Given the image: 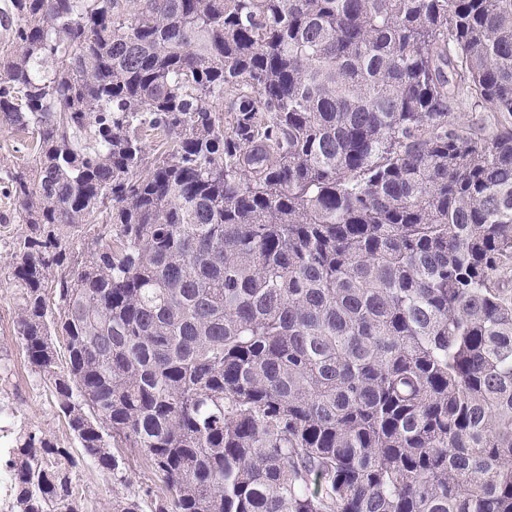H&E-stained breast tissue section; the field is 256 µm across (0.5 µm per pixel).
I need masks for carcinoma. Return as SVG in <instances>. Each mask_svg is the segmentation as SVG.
<instances>
[{"mask_svg":"<svg viewBox=\"0 0 512 512\" xmlns=\"http://www.w3.org/2000/svg\"><path fill=\"white\" fill-rule=\"evenodd\" d=\"M0 28L16 336L113 512H512V0H4ZM76 465L21 434L6 512H83ZM19 143L22 142H20L18 133L11 129L0 128V157L1 159L5 158L4 162L11 163L10 160L22 162L26 150ZM120 456L128 471L134 487L138 489L144 500L150 501L156 496H164L166 489L158 474L150 464L131 448H112ZM148 493L149 496H145Z\"/></svg>","mask_w":512,"mask_h":512,"instance_id":"carcinoma-1","label":"carcinoma"}]
</instances>
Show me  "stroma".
Here are the masks:
<instances>
[{"mask_svg": "<svg viewBox=\"0 0 512 512\" xmlns=\"http://www.w3.org/2000/svg\"><path fill=\"white\" fill-rule=\"evenodd\" d=\"M26 231L22 224L0 223V402L13 408L15 416L0 420V448L26 431H39L61 447L76 450L68 428L56 413L45 376L27 362L15 333L17 310L12 298L11 269L15 240ZM135 486L152 497L165 493V486L150 464L130 448L117 451ZM85 512H112V499L123 488L112 483L90 461H80L71 472Z\"/></svg>", "mask_w": 512, "mask_h": 512, "instance_id": "1", "label": "stroma"}]
</instances>
